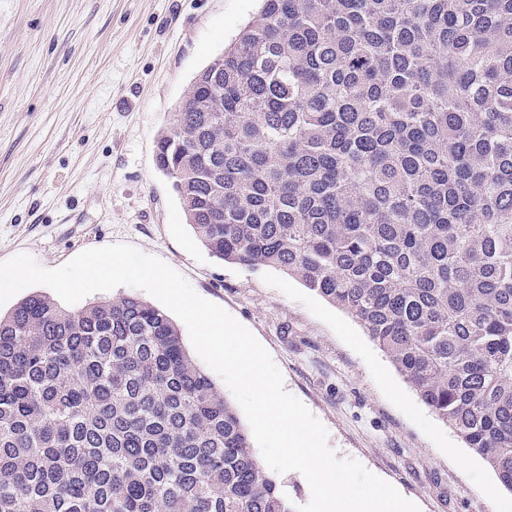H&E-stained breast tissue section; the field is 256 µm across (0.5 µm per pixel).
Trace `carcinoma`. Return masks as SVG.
<instances>
[{
  "mask_svg": "<svg viewBox=\"0 0 512 512\" xmlns=\"http://www.w3.org/2000/svg\"><path fill=\"white\" fill-rule=\"evenodd\" d=\"M157 141L197 240L346 311L512 492V0H260ZM0 512H293L130 295L0 315Z\"/></svg>",
  "mask_w": 512,
  "mask_h": 512,
  "instance_id": "carcinoma-1",
  "label": "carcinoma"
}]
</instances>
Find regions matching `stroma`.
<instances>
[{"label":"stroma","mask_w":512,"mask_h":512,"mask_svg":"<svg viewBox=\"0 0 512 512\" xmlns=\"http://www.w3.org/2000/svg\"><path fill=\"white\" fill-rule=\"evenodd\" d=\"M259 0H0V262L59 267L128 244L248 328L288 392L420 512H496L512 492L350 315L288 274L213 257L156 144Z\"/></svg>","instance_id":"obj_1"}]
</instances>
